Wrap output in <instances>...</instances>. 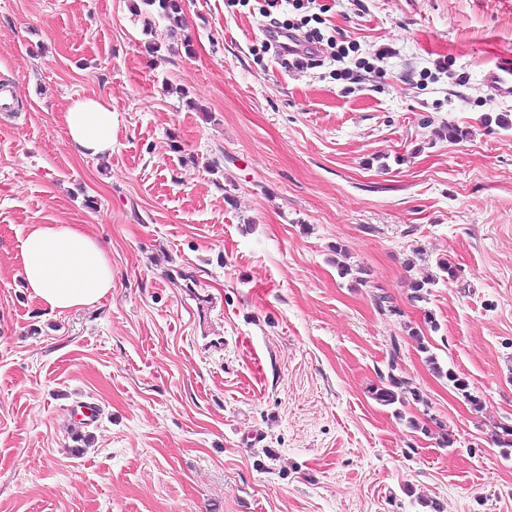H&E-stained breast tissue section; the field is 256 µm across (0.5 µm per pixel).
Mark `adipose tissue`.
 Masks as SVG:
<instances>
[{
  "label": "adipose tissue",
  "instance_id": "ef3b65f1",
  "mask_svg": "<svg viewBox=\"0 0 512 512\" xmlns=\"http://www.w3.org/2000/svg\"><path fill=\"white\" fill-rule=\"evenodd\" d=\"M63 121L78 155H111L116 133L111 101L99 97L72 100ZM19 255L31 298L49 311L93 306L112 291L111 260L80 225H33L20 242Z\"/></svg>",
  "mask_w": 512,
  "mask_h": 512
}]
</instances>
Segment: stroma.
Segmentation results:
<instances>
[{
	"label": "stroma",
	"mask_w": 512,
	"mask_h": 512,
	"mask_svg": "<svg viewBox=\"0 0 512 512\" xmlns=\"http://www.w3.org/2000/svg\"><path fill=\"white\" fill-rule=\"evenodd\" d=\"M183 3L172 37L131 0H0V85L22 90L0 109V512H512V128L490 121L512 101L483 81L512 0H316L345 66L387 54L357 84L282 68L264 0ZM81 97L112 102L109 157L67 140ZM35 224L96 236L111 295L32 300ZM441 258L455 275L410 301ZM428 310L481 410L407 335ZM394 336L424 396L399 416L369 393ZM426 416L453 447L408 427Z\"/></svg>",
	"instance_id": "obj_1"
}]
</instances>
